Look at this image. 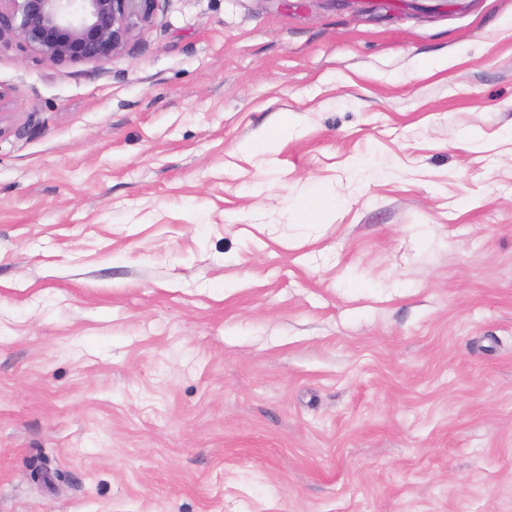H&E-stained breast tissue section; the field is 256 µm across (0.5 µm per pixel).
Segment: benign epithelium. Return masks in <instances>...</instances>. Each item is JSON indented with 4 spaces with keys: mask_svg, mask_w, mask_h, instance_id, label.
<instances>
[{
    "mask_svg": "<svg viewBox=\"0 0 512 512\" xmlns=\"http://www.w3.org/2000/svg\"><path fill=\"white\" fill-rule=\"evenodd\" d=\"M156 0H0V31L57 63H106L152 20Z\"/></svg>",
    "mask_w": 512,
    "mask_h": 512,
    "instance_id": "1",
    "label": "benign epithelium"
}]
</instances>
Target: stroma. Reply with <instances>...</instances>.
I'll use <instances>...</instances> for the list:
<instances>
[{"label": "stroma", "mask_w": 512, "mask_h": 512, "mask_svg": "<svg viewBox=\"0 0 512 512\" xmlns=\"http://www.w3.org/2000/svg\"><path fill=\"white\" fill-rule=\"evenodd\" d=\"M0 86V512H512V0H157Z\"/></svg>", "instance_id": "1"}]
</instances>
